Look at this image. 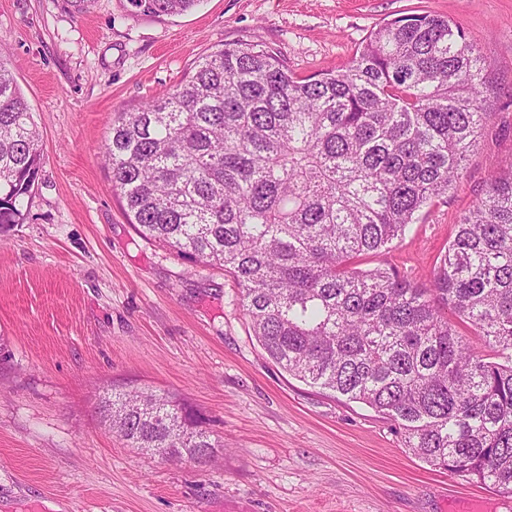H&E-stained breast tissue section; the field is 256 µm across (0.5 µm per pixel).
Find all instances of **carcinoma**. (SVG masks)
Masks as SVG:
<instances>
[{
    "mask_svg": "<svg viewBox=\"0 0 512 512\" xmlns=\"http://www.w3.org/2000/svg\"><path fill=\"white\" fill-rule=\"evenodd\" d=\"M125 2L163 17L200 0ZM486 69L460 26L431 14L379 25L344 68L305 79L266 46L226 45L119 112L103 157L138 233L223 267L284 371L389 416L429 466L512 494V158L423 282L354 266L448 195L485 126ZM41 161L0 58V229L24 221ZM445 309L501 361L473 352ZM100 414L163 459L204 464L219 447L165 394L115 393Z\"/></svg>",
    "mask_w": 512,
    "mask_h": 512,
    "instance_id": "obj_1",
    "label": "carcinoma"
}]
</instances>
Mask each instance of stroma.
I'll use <instances>...</instances> for the list:
<instances>
[{
	"mask_svg": "<svg viewBox=\"0 0 512 512\" xmlns=\"http://www.w3.org/2000/svg\"><path fill=\"white\" fill-rule=\"evenodd\" d=\"M459 24L491 64L489 115L447 198L362 268L423 281L489 175L512 156V0H201L158 19L125 0H0V55L40 135L24 223L0 230V512H512V495L409 454L394 420L289 375L264 352L222 268L130 224L102 157L112 122L227 44H262L295 76L341 69L373 28ZM171 393L220 447L208 464L131 448L104 425L114 392Z\"/></svg>",
	"mask_w": 512,
	"mask_h": 512,
	"instance_id": "35a3bbf8",
	"label": "stroma"
}]
</instances>
